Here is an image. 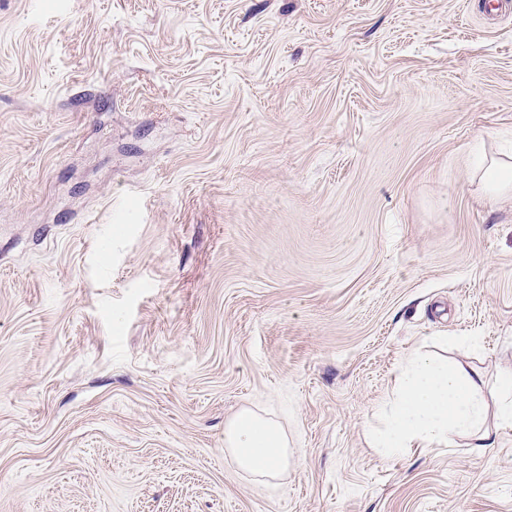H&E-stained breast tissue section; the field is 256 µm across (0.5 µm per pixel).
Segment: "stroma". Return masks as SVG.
Instances as JSON below:
<instances>
[{"instance_id":"1","label":"stroma","mask_w":512,"mask_h":512,"mask_svg":"<svg viewBox=\"0 0 512 512\" xmlns=\"http://www.w3.org/2000/svg\"><path fill=\"white\" fill-rule=\"evenodd\" d=\"M478 145L512 0H0V512H512V427L366 436L416 349L512 369ZM224 452L250 475L274 478L288 468V436L281 424L243 409L224 425Z\"/></svg>"}]
</instances>
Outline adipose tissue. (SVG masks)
<instances>
[{"label": "adipose tissue", "instance_id": "1", "mask_svg": "<svg viewBox=\"0 0 512 512\" xmlns=\"http://www.w3.org/2000/svg\"><path fill=\"white\" fill-rule=\"evenodd\" d=\"M485 197L512 199V157H483L471 171ZM477 375L415 351L400 368L384 409V427L371 441L390 455L406 448H438L455 437L473 436L478 447L492 444ZM224 451L250 475L276 477L288 467V436L281 424L244 409L224 425Z\"/></svg>", "mask_w": 512, "mask_h": 512}]
</instances>
